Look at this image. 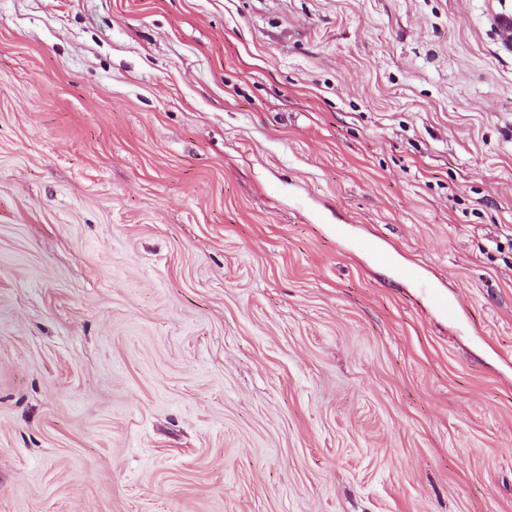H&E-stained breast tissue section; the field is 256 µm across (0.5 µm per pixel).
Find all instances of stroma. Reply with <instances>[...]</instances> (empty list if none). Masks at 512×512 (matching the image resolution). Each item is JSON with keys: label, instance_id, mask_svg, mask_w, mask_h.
Wrapping results in <instances>:
<instances>
[{"label": "stroma", "instance_id": "obj_1", "mask_svg": "<svg viewBox=\"0 0 512 512\" xmlns=\"http://www.w3.org/2000/svg\"><path fill=\"white\" fill-rule=\"evenodd\" d=\"M508 14L0 0V512H512Z\"/></svg>", "mask_w": 512, "mask_h": 512}]
</instances>
